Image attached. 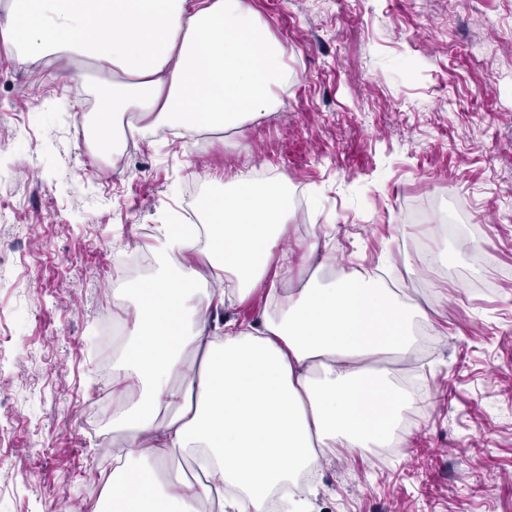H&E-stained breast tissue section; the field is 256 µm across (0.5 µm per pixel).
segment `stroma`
Listing matches in <instances>:
<instances>
[{
  "label": "stroma",
  "instance_id": "1",
  "mask_svg": "<svg viewBox=\"0 0 512 512\" xmlns=\"http://www.w3.org/2000/svg\"><path fill=\"white\" fill-rule=\"evenodd\" d=\"M285 48L272 114L98 149L108 75L0 41V512H90L112 457L116 259L187 224L185 194L287 182L284 246L319 277L391 268L429 314L392 455L340 448L313 512H512V0H247ZM443 255L410 272L424 247Z\"/></svg>",
  "mask_w": 512,
  "mask_h": 512
}]
</instances>
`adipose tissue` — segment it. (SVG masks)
Wrapping results in <instances>:
<instances>
[{"mask_svg":"<svg viewBox=\"0 0 512 512\" xmlns=\"http://www.w3.org/2000/svg\"><path fill=\"white\" fill-rule=\"evenodd\" d=\"M0 37L25 63L86 47L120 70L103 127L149 137L243 130L274 107L284 51L245 0H0ZM203 236L160 229L157 277L122 281L133 345L112 362V471L92 512H270L272 491L329 452L392 442L408 396L382 361L412 351L426 318L363 266L310 276L317 247H282L293 213L282 181L248 176L209 196ZM263 292L258 323L213 327L227 299ZM188 458L195 480L173 473Z\"/></svg>","mask_w":512,"mask_h":512,"instance_id":"obj_1","label":"adipose tissue"}]
</instances>
